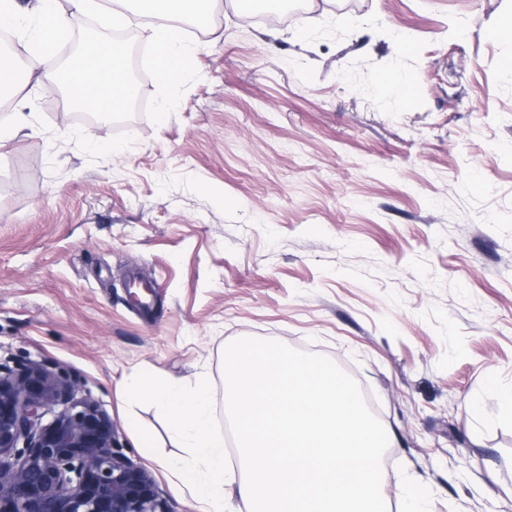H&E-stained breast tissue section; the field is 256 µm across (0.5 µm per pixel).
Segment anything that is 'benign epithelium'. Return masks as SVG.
I'll return each mask as SVG.
<instances>
[{
	"instance_id": "1",
	"label": "benign epithelium",
	"mask_w": 512,
	"mask_h": 512,
	"mask_svg": "<svg viewBox=\"0 0 512 512\" xmlns=\"http://www.w3.org/2000/svg\"><path fill=\"white\" fill-rule=\"evenodd\" d=\"M79 391L43 361L0 366V512H167L151 473L117 450L111 417Z\"/></svg>"
}]
</instances>
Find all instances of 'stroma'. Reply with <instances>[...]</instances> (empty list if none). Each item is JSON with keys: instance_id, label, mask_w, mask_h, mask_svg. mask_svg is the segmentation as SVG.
<instances>
[{"instance_id": "1", "label": "stroma", "mask_w": 512, "mask_h": 512, "mask_svg": "<svg viewBox=\"0 0 512 512\" xmlns=\"http://www.w3.org/2000/svg\"><path fill=\"white\" fill-rule=\"evenodd\" d=\"M296 2L287 23L215 0L214 32L183 24L198 49L167 111L131 15L140 110L107 128L117 156L20 71L26 121L0 141V362L78 377L128 456L133 429L154 434L161 496L199 512L163 467L186 449L122 382L208 378L222 423L230 341L313 348L391 434V512L415 485L427 512H512V42L487 32L512 0ZM390 72L408 100L379 89ZM132 269L152 317L128 301Z\"/></svg>"}]
</instances>
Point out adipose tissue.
Returning <instances> with one entry per match:
<instances>
[{
    "instance_id": "1",
    "label": "adipose tissue",
    "mask_w": 512,
    "mask_h": 512,
    "mask_svg": "<svg viewBox=\"0 0 512 512\" xmlns=\"http://www.w3.org/2000/svg\"><path fill=\"white\" fill-rule=\"evenodd\" d=\"M63 10L60 0H34L29 12H22L17 0H0V28L11 27L27 38L30 69L46 73L50 86L70 92L74 105L81 108L114 110L137 93L121 64L125 53L115 41L86 42L81 60L72 70L56 66V47L98 6L97 0H69ZM146 15L154 18L148 39L159 52L154 73L161 103H168L169 92L184 71L193 44L185 42L180 23L192 18L195 25L211 26L213 0H140Z\"/></svg>"
}]
</instances>
